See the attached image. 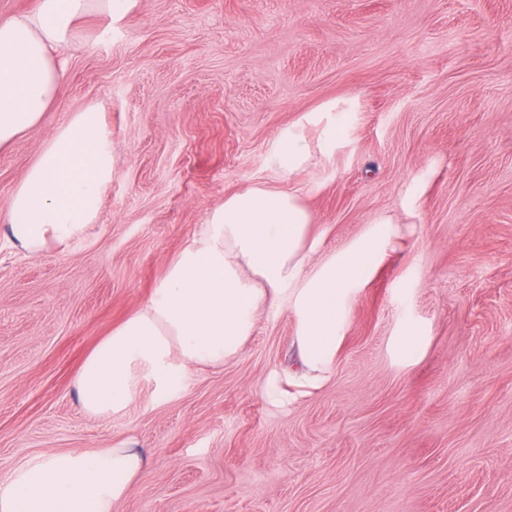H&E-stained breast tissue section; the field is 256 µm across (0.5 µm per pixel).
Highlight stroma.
I'll return each mask as SVG.
<instances>
[{"instance_id":"1","label":"stroma","mask_w":512,"mask_h":512,"mask_svg":"<svg viewBox=\"0 0 512 512\" xmlns=\"http://www.w3.org/2000/svg\"><path fill=\"white\" fill-rule=\"evenodd\" d=\"M76 39L41 129L0 152V214L89 106L112 132V183L66 251L18 252L0 224V483L132 437L151 466L115 512H512V0H131ZM349 98L354 145L289 180L267 163L283 127ZM256 184L300 195L316 264L378 215L401 228L331 378L267 400L297 357L283 299L176 395L146 382L123 413H85L74 382L96 343Z\"/></svg>"}]
</instances>
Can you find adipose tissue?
Masks as SVG:
<instances>
[{
	"label": "adipose tissue",
	"instance_id": "obj_1",
	"mask_svg": "<svg viewBox=\"0 0 512 512\" xmlns=\"http://www.w3.org/2000/svg\"><path fill=\"white\" fill-rule=\"evenodd\" d=\"M129 0H36L26 13L0 18V149L35 130L66 79L59 62L77 21L114 18ZM353 102L328 101L281 129L269 163L283 177L308 166L306 124L319 125L320 153L333 158L352 143ZM112 180V134L100 112L74 113L46 141L11 193L6 215L13 248L37 254L68 249L95 223ZM311 215L291 191L253 186L227 197L170 265L149 300L105 336L83 363L75 386L85 412L109 416L131 405L143 378L159 398L179 391L190 373L234 358L259 310L287 298L297 324L299 362L272 373L271 401L307 393L333 373L348 305L395 248L390 218L328 261L312 265ZM150 465L134 440L112 447L40 457L0 485V512H113Z\"/></svg>",
	"mask_w": 512,
	"mask_h": 512
}]
</instances>
